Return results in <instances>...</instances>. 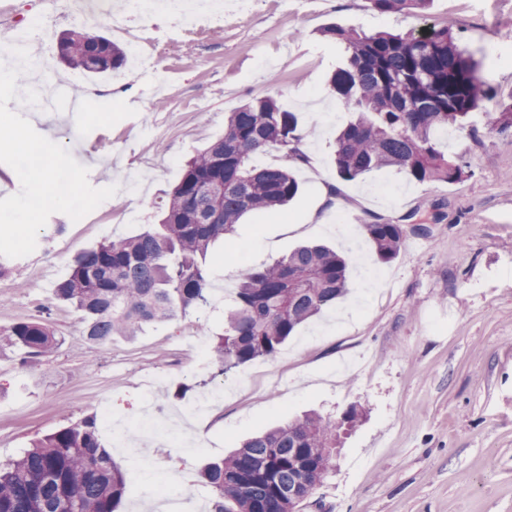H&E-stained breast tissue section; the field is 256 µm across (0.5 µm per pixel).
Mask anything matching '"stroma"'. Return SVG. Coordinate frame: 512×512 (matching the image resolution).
Returning <instances> with one entry per match:
<instances>
[{"label":"stroma","instance_id":"35a3bbf8","mask_svg":"<svg viewBox=\"0 0 512 512\" xmlns=\"http://www.w3.org/2000/svg\"><path fill=\"white\" fill-rule=\"evenodd\" d=\"M44 16L46 85L110 94L109 102L62 99L11 111L87 166L92 187L117 185L89 219L52 214L30 255L0 276V328L40 318L55 347L33 360L0 341V465L34 441L85 417L111 415L136 425L144 397L158 414L186 408L215 387L224 400L202 417V445L183 454L163 438L150 472L133 468L108 432L101 443L124 473L132 512L147 487L183 496L187 512H210L201 469L247 438L315 412L340 424L335 468L297 512H512V132L489 130L483 110L440 148L468 154L462 182L419 183L393 169L338 182L331 164L338 127L351 115L328 78L343 49L322 30L359 32L448 28L481 64L498 98H512V0H433L427 14H382L363 0H252L247 12L205 21L196 36L165 14L147 19L164 47L157 68L126 63L106 75L73 76L60 60L63 32L84 21L45 0H0V36ZM270 96L298 115L316 156L298 169L299 196L287 207L244 216L233 244L216 242L205 267L208 314L187 310L137 335L88 341L81 315L55 303V286L73 258L104 239L126 238L158 223L187 160L224 133L227 112ZM337 184L329 225L308 213L320 183ZM428 225L408 236L391 262L377 259L363 226L374 219ZM302 244H325L350 260V294L300 326L273 360L224 375L199 364L191 344L224 330V299L239 263L262 268Z\"/></svg>","mask_w":512,"mask_h":512}]
</instances>
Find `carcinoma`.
<instances>
[{
  "label": "carcinoma",
  "instance_id": "obj_1",
  "mask_svg": "<svg viewBox=\"0 0 512 512\" xmlns=\"http://www.w3.org/2000/svg\"><path fill=\"white\" fill-rule=\"evenodd\" d=\"M432 0H365L380 13L424 10ZM322 35L343 46L344 62L329 77L330 89L352 113L336 135V177L354 181L393 168L420 183H459L469 163L438 147L435 132L463 129L484 108L490 130L512 131V102H493L480 64L454 42L446 27L422 34H359L338 24ZM64 62L83 73L119 68L123 49L104 36L77 31L61 42ZM306 133L295 113L272 97H257L228 113L224 135L185 164L154 229L108 240L80 254L54 289L59 302L83 313L87 340L105 343L133 336L147 324L210 305L202 264L209 248L233 234L247 213L271 211L300 192L295 176L305 160ZM276 152L281 161L262 167L254 157ZM377 257L389 262L404 245L398 224L363 225ZM348 259L324 245H304L263 268L238 269V287L224 308V333L211 347L217 374L257 359L272 360L296 329L347 290ZM0 339L39 356L57 344L36 319L14 323ZM336 425L307 415L256 435L230 456L209 464L211 512H294L288 489L307 499L316 479L334 468ZM304 461L305 468L294 461ZM127 493L120 468L88 416L36 443L0 468V512H118Z\"/></svg>",
  "mask_w": 512,
  "mask_h": 512
}]
</instances>
